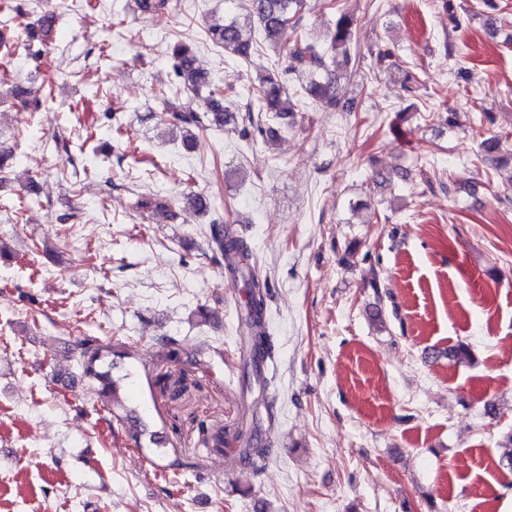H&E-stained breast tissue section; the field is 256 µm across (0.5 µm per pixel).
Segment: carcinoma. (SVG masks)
<instances>
[{
    "label": "carcinoma",
    "mask_w": 512,
    "mask_h": 512,
    "mask_svg": "<svg viewBox=\"0 0 512 512\" xmlns=\"http://www.w3.org/2000/svg\"><path fill=\"white\" fill-rule=\"evenodd\" d=\"M304 0H247L248 20L258 23L271 43L288 30L286 57L289 59L276 72L264 71L257 76L253 90L261 102L260 112L269 120H290L296 112L297 103L286 87V78L301 71L310 76L304 91L315 104L337 111L345 109L355 112V100L346 97L347 89L341 79L350 75L360 62L359 53L352 49V28L355 19L342 11L337 0H326L325 8L335 20L328 23L323 42H318L304 23ZM210 42L241 60L250 61L254 53L253 42L244 38L243 26L235 18L215 19L209 24ZM175 82L186 89L199 93L208 89L206 111L171 112L161 121L173 120V125L183 130L181 144L189 150L193 145L191 128L214 125L222 127L230 116L224 101L236 93L233 84L219 86L212 83L209 75L198 64L196 50L192 44L179 41L170 48ZM207 247L214 256L224 261V273L240 281L245 288V300L239 308L241 320L252 333L249 358L251 373L244 375L246 387L256 384L266 390L272 383L265 368L266 358L272 356L273 341L267 323V298L270 293L269 279L262 275L246 239L237 234L231 224L213 222L207 233ZM115 345H104L96 339L84 338L74 348L75 357L82 376L99 384V396L112 408L124 409L119 397V386L112 376V361ZM153 385L172 399L180 397L182 388L171 381L167 373H158ZM271 448L262 442L246 441V447L237 450L238 459L256 470L262 469L269 458Z\"/></svg>",
    "instance_id": "obj_1"
}]
</instances>
